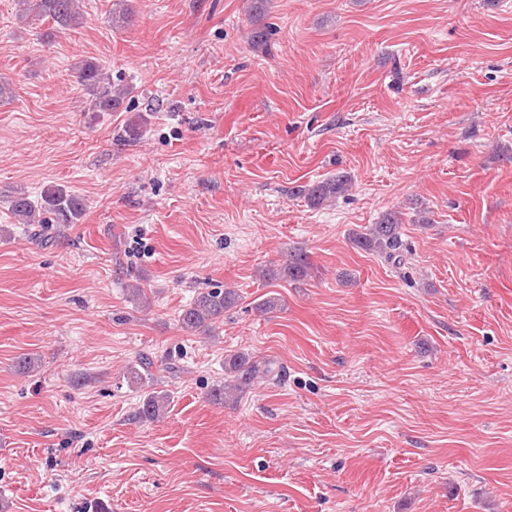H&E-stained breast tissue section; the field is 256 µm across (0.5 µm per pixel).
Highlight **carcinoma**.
<instances>
[{"mask_svg": "<svg viewBox=\"0 0 512 512\" xmlns=\"http://www.w3.org/2000/svg\"><path fill=\"white\" fill-rule=\"evenodd\" d=\"M24 8L19 18L31 15L37 18H50L64 28H76L83 23L79 9L80 0H20ZM79 81L87 95V111L114 112L123 103L127 90L112 83V74L92 60L81 62ZM145 121L142 114L130 117L125 125L124 141L131 143L139 135ZM351 178L337 174L325 178L298 193L305 195L310 206H327L336 197L348 191ZM9 209L19 224H76L85 213L84 200L59 185L45 187L38 196H31L20 188L10 196ZM401 218L390 212L377 224H370L365 231L353 235L354 243L365 251L384 254L392 259L400 246ZM309 275V265L302 253H293L277 269V276L285 281H301ZM237 303V294L229 289H206L200 291L193 300L179 312L180 328L191 333H206L224 321V311ZM272 372L270 365H260L243 353H237L224 361V373L228 379L209 391L210 400L222 404L236 398L259 373ZM169 394L163 391L148 393L139 408V415L145 420H154L165 412Z\"/></svg>", "mask_w": 512, "mask_h": 512, "instance_id": "carcinoma-1", "label": "carcinoma"}]
</instances>
